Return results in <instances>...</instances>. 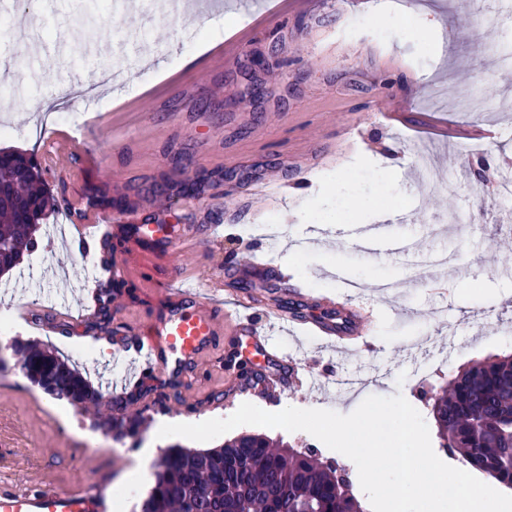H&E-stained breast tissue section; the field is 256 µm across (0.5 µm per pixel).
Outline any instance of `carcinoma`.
<instances>
[{
  "mask_svg": "<svg viewBox=\"0 0 512 512\" xmlns=\"http://www.w3.org/2000/svg\"><path fill=\"white\" fill-rule=\"evenodd\" d=\"M49 204L29 158L0 150V240L19 264L36 238L28 210ZM27 379L45 394L82 409L96 410L106 433L135 436L141 416H129L54 352L30 340H14ZM440 447L512 488V357L477 362L457 373L433 403ZM337 468L309 450L281 446L264 434L246 433L214 448L167 447L150 492L134 512H365Z\"/></svg>",
  "mask_w": 512,
  "mask_h": 512,
  "instance_id": "carcinoma-1",
  "label": "carcinoma"
}]
</instances>
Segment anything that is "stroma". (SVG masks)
Wrapping results in <instances>:
<instances>
[{"label": "stroma", "instance_id": "obj_1", "mask_svg": "<svg viewBox=\"0 0 512 512\" xmlns=\"http://www.w3.org/2000/svg\"><path fill=\"white\" fill-rule=\"evenodd\" d=\"M203 0L188 14L156 13L145 5L123 12L119 0H50L40 19V47L20 56L0 32V58L16 67L0 79V117L11 129L0 149L35 159L56 207L81 208L89 189L115 200L112 215L155 206L149 188L168 186L170 221L220 224L224 244H199L181 254L185 282L223 284L239 293L224 270L226 253L280 264L293 240L316 229L329 242L300 251V287L318 297L372 310L376 347L348 355L300 333L272 330L284 355L332 371L328 394L304 390L277 403L228 397L238 365L217 351L187 387L160 386L139 404L148 428L115 439L57 402L24 376L0 383V488L41 489L81 476L113 489L136 466L132 444L153 439V422L195 424L232 415L249 402L268 412L285 407L354 411L368 396L402 394L429 430L437 425L432 394L471 362L512 355V201L499 199L494 177L512 172V66L483 53L488 27L512 41L505 0ZM119 75L68 110L99 117L101 159L80 167L43 160V141L28 138L41 107L102 69ZM487 91L492 112L457 111L455 98ZM450 179L454 194L430 192L427 171ZM286 186L261 202L255 183ZM383 224L411 238L413 256L376 260L340 239L343 226ZM448 256L447 294H433L415 269L425 258ZM66 279L46 278L42 251L24 255L20 301L80 299L88 263L61 252ZM157 283L130 276L110 322L92 319L79 330L37 335L90 381L128 367L101 335L147 322Z\"/></svg>", "mask_w": 512, "mask_h": 512}]
</instances>
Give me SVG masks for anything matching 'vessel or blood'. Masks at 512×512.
Here are the masks:
<instances>
[{
	"instance_id": "1",
	"label": "vessel or blood",
	"mask_w": 512,
	"mask_h": 512,
	"mask_svg": "<svg viewBox=\"0 0 512 512\" xmlns=\"http://www.w3.org/2000/svg\"><path fill=\"white\" fill-rule=\"evenodd\" d=\"M165 211V205L160 204L148 214L128 217L119 224L109 217L79 215L71 208L61 211L67 229L65 247L94 253L108 279L125 277L129 256L140 255L150 260L144 273L163 283L149 322L132 332L122 329L114 333L112 343L130 354L131 367L127 375L104 380L105 400L127 402L151 384L189 385L195 381L200 364L223 345L228 346L232 358L251 366L233 385V394L283 396L300 384L320 394L327 392V373L310 374L306 367L288 360L267 336L266 325L256 312L257 298L247 302L252 316L236 319L225 309L223 300L216 298L213 284L180 286L177 258L183 248L200 241L218 245L223 238L214 224L164 223L161 216ZM344 236L370 256L403 254L413 247L407 239L390 237L381 224H350ZM234 269L238 280L254 286H288L289 296L316 307L317 315L308 322L313 335L325 343L341 346L349 340L356 352L374 348V339L365 326L366 315L359 307L325 301L294 287L288 266H272L257 259L235 263ZM101 288L98 282L83 285L82 293L90 297V304L60 306L57 323L44 320L41 328L55 333L63 326L82 325L100 309ZM0 512H107V503L101 484L75 480L35 491L1 489Z\"/></svg>"
}]
</instances>
